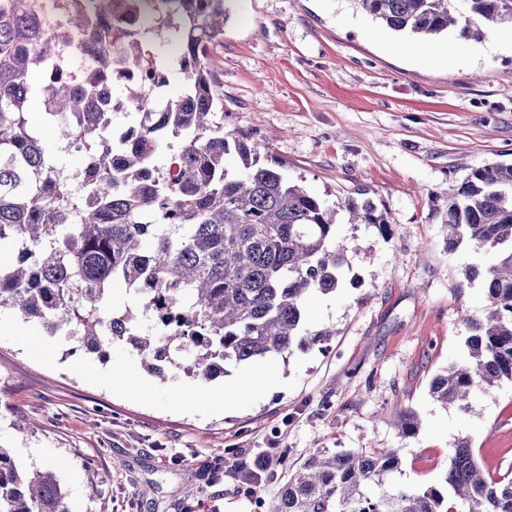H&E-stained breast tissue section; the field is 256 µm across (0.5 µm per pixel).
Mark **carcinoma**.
<instances>
[{
  "label": "carcinoma",
  "instance_id": "1",
  "mask_svg": "<svg viewBox=\"0 0 512 512\" xmlns=\"http://www.w3.org/2000/svg\"><path fill=\"white\" fill-rule=\"evenodd\" d=\"M226 0H0V312L46 332L66 331L88 352L126 341L162 381L171 369L211 381L239 365L307 343L306 303L341 285L347 264L336 206L269 164L246 131L224 130V93L208 48L224 36ZM394 32L434 39L455 27L512 23V0H349ZM151 19L180 43L184 86L166 95L151 53ZM464 26H459L460 21ZM86 52L81 72L66 59ZM121 86L125 97H114ZM41 98L42 125L28 103ZM136 111L118 136L112 112ZM80 152L82 169L58 160ZM235 154L239 165L225 166ZM353 224L383 225L368 202L342 204ZM448 250L472 245L485 261L487 314L469 321L468 358L430 383L444 406L469 408L477 391L512 382V165L471 170L448 201ZM140 306L102 316L112 288ZM161 324L141 327L146 315ZM418 429L411 410L397 416ZM393 448L313 450L280 487L273 512H512V476H493L460 440L440 487L401 484ZM0 512H66L55 471L23 470L0 448Z\"/></svg>",
  "mask_w": 512,
  "mask_h": 512
}]
</instances>
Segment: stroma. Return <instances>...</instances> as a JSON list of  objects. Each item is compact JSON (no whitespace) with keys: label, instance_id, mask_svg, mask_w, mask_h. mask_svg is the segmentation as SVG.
Masks as SVG:
<instances>
[{"label":"stroma","instance_id":"1","mask_svg":"<svg viewBox=\"0 0 512 512\" xmlns=\"http://www.w3.org/2000/svg\"><path fill=\"white\" fill-rule=\"evenodd\" d=\"M496 27L437 44L440 66L407 54L397 33L349 0H229L208 49L224 92V127L250 132L290 181L335 203L371 202L387 224H341V288L307 302L306 329L329 340L230 367L203 383L166 382L131 347L107 359L75 351L0 313V447L27 470L55 469L67 512H272L292 469L317 448L397 449L407 485H440L467 439L490 473L512 472V382L444 408L432 378L463 359L468 318L486 305L463 275L472 247L449 251L448 198L475 167L512 163V47ZM264 368L253 398L226 383ZM414 411L415 434L393 419ZM259 448L273 463L260 486L226 477L189 487L186 473Z\"/></svg>","mask_w":512,"mask_h":512}]
</instances>
